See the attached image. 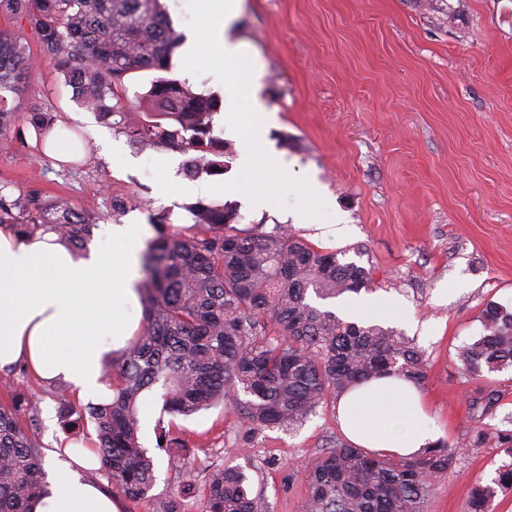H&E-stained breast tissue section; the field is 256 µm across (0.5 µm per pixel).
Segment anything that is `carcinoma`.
I'll use <instances>...</instances> for the list:
<instances>
[{
	"label": "carcinoma",
	"instance_id": "obj_1",
	"mask_svg": "<svg viewBox=\"0 0 512 512\" xmlns=\"http://www.w3.org/2000/svg\"><path fill=\"white\" fill-rule=\"evenodd\" d=\"M0 14L22 21L37 35L44 60L72 88L80 106L140 149L175 144L194 174L224 173L225 142L214 134L216 99L168 77L181 35L160 0H0ZM33 69L29 46L0 29V136L16 130V98ZM153 71L149 89L135 94L143 116L129 118L127 81ZM113 103L108 105L106 100ZM28 122L44 139L54 116L37 109ZM0 186V224L23 239L41 230L85 251L95 223L72 211L62 197L34 192L16 196ZM201 232L186 236L154 217L155 236L142 251L143 332L104 366L112 399L74 409L59 396L61 414L94 424L101 470L133 501L145 497L153 465L139 442L138 404L162 389L155 421L157 447L174 445L164 416H189L215 402L240 419L246 432L289 429L349 388L374 377L427 378L424 352L401 333L339 316L323 305L369 289L365 267L323 251L287 224L237 227L232 203L188 206ZM486 334L458 349L463 370L474 376L512 367V314L496 305L484 313ZM505 458L488 484L474 489L467 512H492L497 493L512 490V434ZM456 449L438 441L412 457L369 453L341 441L306 462L301 512H424L436 481L451 467ZM42 444L13 402L0 400V512H32L46 490ZM195 490L182 471L178 495L160 512H185ZM199 512H262L243 468L214 467L206 475Z\"/></svg>",
	"mask_w": 512,
	"mask_h": 512
}]
</instances>
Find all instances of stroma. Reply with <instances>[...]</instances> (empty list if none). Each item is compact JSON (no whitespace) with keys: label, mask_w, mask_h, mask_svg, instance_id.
<instances>
[{"label":"stroma","mask_w":512,"mask_h":512,"mask_svg":"<svg viewBox=\"0 0 512 512\" xmlns=\"http://www.w3.org/2000/svg\"><path fill=\"white\" fill-rule=\"evenodd\" d=\"M232 31L263 68L260 96L274 117L265 142L285 162L263 208L236 191L246 123L230 127L216 115L215 132L231 150L228 167L215 177H191L178 148L132 147L77 105L45 61L19 103L53 113L81 141V155L69 163L51 159L32 125L20 123L0 143V183L14 195L34 190L68 199L94 220L98 243L105 225L147 224L159 213L193 234L187 206L198 200L237 204L244 228L286 223L300 207L316 212L317 223L296 225V232L370 268L372 288L361 299L389 300L380 324L426 354L421 390L443 440L458 450L428 512H467L474 486L488 483L503 457V433L512 431V369L475 380L456 359L459 347L483 335L488 305L512 311V0H242ZM197 53L188 71L175 51L174 78L220 100L242 92L218 65L214 45L201 42ZM100 133L111 136L113 155L102 154ZM161 157L169 164L165 175L156 165ZM308 182L320 185L322 197L302 194ZM216 183L223 194H208ZM127 196L139 206L114 213L113 199ZM339 215L345 232L325 235ZM9 373L45 450L84 444L83 432L59 415L58 385L37 380L21 363ZM488 385L500 401L484 414L471 401ZM160 410L153 402L140 420L153 484L144 501L124 500L123 512H151L168 500L182 466L201 479L227 463L252 465V492L269 512H300L305 487L289 483V474H301L327 439L342 435L329 409L294 430L252 435L215 404L176 418L172 432L183 447L174 454L155 443Z\"/></svg>","instance_id":"stroma-1"}]
</instances>
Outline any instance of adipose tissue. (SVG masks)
I'll return each mask as SVG.
<instances>
[{"instance_id":"adipose-tissue-1","label":"adipose tissue","mask_w":512,"mask_h":512,"mask_svg":"<svg viewBox=\"0 0 512 512\" xmlns=\"http://www.w3.org/2000/svg\"><path fill=\"white\" fill-rule=\"evenodd\" d=\"M241 0H205L198 18L201 40L219 45L225 71L248 88L245 99H226L224 122L247 119L237 188L265 203L282 160L267 152L270 120L259 99L261 69L247 45L230 35ZM141 224L110 225L105 240L77 255L48 232L31 240L0 226V370L26 362L38 377L65 383L81 400L112 394L102 378L109 354H121L140 328L138 242ZM338 424L353 445L409 457L436 443L440 432L420 389L398 376L375 378L340 396ZM33 512H120L111 494L57 473Z\"/></svg>"}]
</instances>
